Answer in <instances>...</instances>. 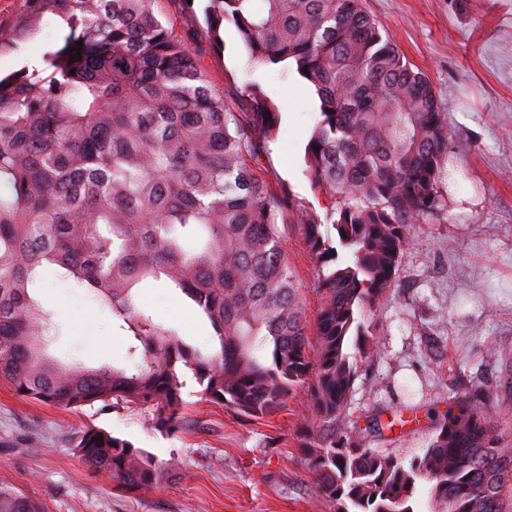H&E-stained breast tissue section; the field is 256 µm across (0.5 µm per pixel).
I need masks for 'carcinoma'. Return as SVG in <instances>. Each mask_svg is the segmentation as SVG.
<instances>
[{"label": "carcinoma", "instance_id": "cac0c4a2", "mask_svg": "<svg viewBox=\"0 0 512 512\" xmlns=\"http://www.w3.org/2000/svg\"><path fill=\"white\" fill-rule=\"evenodd\" d=\"M199 2L178 5L203 15L213 49L230 24L255 66L314 89L320 120L305 156L327 206L320 214L257 174L276 102L258 83L243 101L224 97L191 47L195 31L177 33L151 0H25L0 22V57L60 24L41 57L0 75V379L64 410L150 406L169 431L181 424L184 368L249 421L304 389L320 426L306 463L329 512H415L423 484L430 512H501L512 449L495 446L491 391L458 400L407 461L336 429L374 347L368 312L394 286L411 225L441 209L450 142L432 84L361 0ZM287 224L314 260L312 323L284 258ZM48 270L109 309L130 339L126 364L49 352L60 327L35 298ZM147 280L209 322V350L155 322L139 301ZM74 450L128 492L175 471L95 426ZM0 512L46 510L0 486Z\"/></svg>", "mask_w": 512, "mask_h": 512}]
</instances>
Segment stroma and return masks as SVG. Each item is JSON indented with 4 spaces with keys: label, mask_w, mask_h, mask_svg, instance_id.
Returning a JSON list of instances; mask_svg holds the SVG:
<instances>
[{
    "label": "stroma",
    "mask_w": 512,
    "mask_h": 512,
    "mask_svg": "<svg viewBox=\"0 0 512 512\" xmlns=\"http://www.w3.org/2000/svg\"><path fill=\"white\" fill-rule=\"evenodd\" d=\"M361 3L430 80L448 115L451 147L443 208L412 225L397 286L370 313L376 347L359 365L342 424L360 433L363 447L406 460L464 392L482 386L494 393L498 445L512 448V0ZM193 47L225 96L241 97L258 82L275 100L278 133L256 170L274 192L323 210L304 159L319 118L314 92L253 68L232 25L224 27L223 52L202 39ZM283 248L305 314L314 317V260L294 229H285ZM139 294L158 323L210 347V325L177 291L148 280ZM39 298L62 325L54 355L89 367L124 363L128 340L90 294L49 272ZM182 379L183 423L172 432L157 428L150 408L96 403L68 411L0 382V485L36 497L47 512H329L301 451L318 428L305 390L275 414L247 422L210 403L190 370ZM91 425L174 461L176 476L128 493L90 472L73 446Z\"/></svg>",
    "instance_id": "35a3bbf8"
}]
</instances>
